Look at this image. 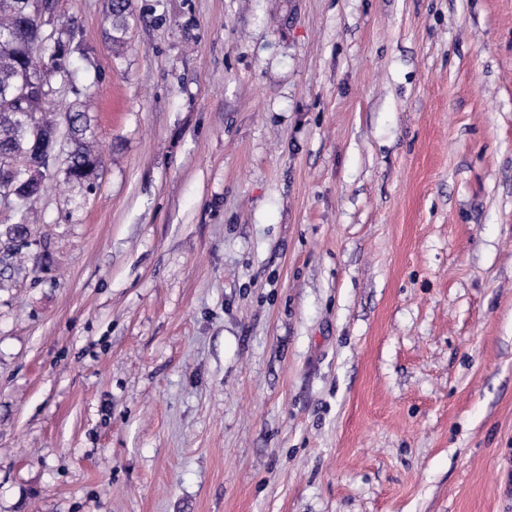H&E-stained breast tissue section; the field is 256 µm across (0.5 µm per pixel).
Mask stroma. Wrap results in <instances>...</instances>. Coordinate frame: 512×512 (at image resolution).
<instances>
[{"label":"stroma","instance_id":"obj_1","mask_svg":"<svg viewBox=\"0 0 512 512\" xmlns=\"http://www.w3.org/2000/svg\"><path fill=\"white\" fill-rule=\"evenodd\" d=\"M107 3L102 170L0 206V512H512V0ZM130 6V0H111L106 21L109 23L108 36L113 46H124L125 44L124 37Z\"/></svg>","mask_w":512,"mask_h":512}]
</instances>
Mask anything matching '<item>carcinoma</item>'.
<instances>
[{
    "label": "carcinoma",
    "mask_w": 512,
    "mask_h": 512,
    "mask_svg": "<svg viewBox=\"0 0 512 512\" xmlns=\"http://www.w3.org/2000/svg\"><path fill=\"white\" fill-rule=\"evenodd\" d=\"M130 6L131 0H111L106 21L109 23L108 36L114 46L125 44ZM77 49L73 26L64 24L42 37L29 14L27 0H0V155L30 162L38 154L57 152V124L34 121L41 142L34 141L28 123L20 115L22 107L12 98L29 76L47 71L66 72L64 61ZM67 114L68 136L73 143V151L66 157L65 176L70 181L83 183L97 174L103 160L92 146L94 132L86 106L77 110L69 108ZM3 180L31 200L37 198L43 189V183L27 185L23 177L16 179L5 175ZM26 235L28 227L24 223L6 228V240L12 243L8 249L9 256L20 253L27 245Z\"/></svg>",
    "instance_id": "carcinoma-1"
}]
</instances>
